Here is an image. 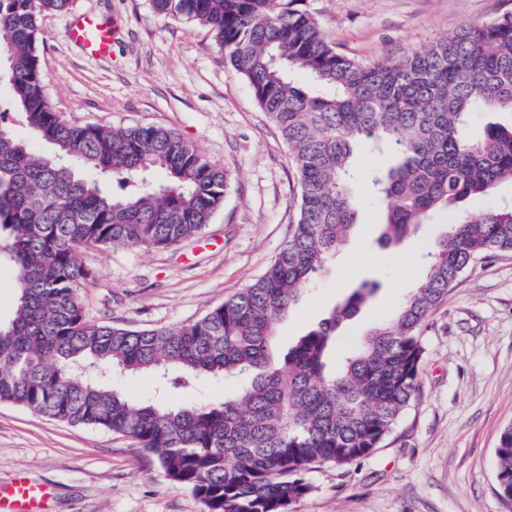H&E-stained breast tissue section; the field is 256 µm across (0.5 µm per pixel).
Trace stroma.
<instances>
[{
  "mask_svg": "<svg viewBox=\"0 0 512 512\" xmlns=\"http://www.w3.org/2000/svg\"><path fill=\"white\" fill-rule=\"evenodd\" d=\"M340 53L382 61L442 39L462 25L512 11V0H307ZM117 25L110 54L71 43L78 15ZM38 54L52 106L71 122L159 125L196 144L231 182L196 239L168 248L87 251L90 320L169 327L204 315L260 278L286 242L300 187L287 145L255 102L249 83L224 63L210 30L157 16L150 0H73L39 22ZM0 126L37 153L52 147L30 131L0 79ZM389 156L359 152V220L288 316L273 351L289 347L367 281L378 288L336 338L344 358L364 330L387 317L424 279L423 254L447 233L445 217L420 225L399 246H380L381 204L371 175ZM420 390L370 456L306 478L311 492L290 512H512L498 493L494 451L512 424V253L477 260L431 312ZM48 486L49 512H203L185 486L131 439L51 420L0 403V485L17 477Z\"/></svg>",
  "mask_w": 512,
  "mask_h": 512,
  "instance_id": "obj_1",
  "label": "stroma"
}]
</instances>
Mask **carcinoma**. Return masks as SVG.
<instances>
[{"instance_id":"carcinoma-1","label":"carcinoma","mask_w":512,"mask_h":512,"mask_svg":"<svg viewBox=\"0 0 512 512\" xmlns=\"http://www.w3.org/2000/svg\"><path fill=\"white\" fill-rule=\"evenodd\" d=\"M70 4L0 0L13 103L54 148L36 154L0 126V233L19 290L13 317L0 323V402L131 438L204 512H289L311 491L309 470L349 466L379 448L419 392L430 311L478 258L512 252V204L477 220L459 210L512 184V125L474 135L468 124L472 112L512 115V12L394 60L360 62L336 50L304 0H151L154 13L214 32L287 143L301 197L288 240L256 282L192 323L131 329L87 320L83 289L95 272L81 253L198 235L229 174L171 129L74 125L54 109L36 51L39 20ZM295 70L313 84L298 85ZM362 147L394 159L372 178L384 245L445 213L448 232L427 254L425 279L341 363L337 331L371 288L336 306L275 367V324L358 223L352 158ZM153 170L166 181L150 182ZM114 372H150L165 390L200 377L242 385L219 403H136L114 387ZM495 457L499 495L511 505L512 425Z\"/></svg>"}]
</instances>
